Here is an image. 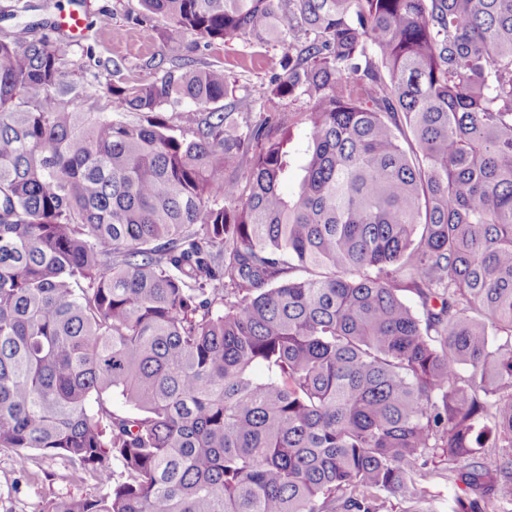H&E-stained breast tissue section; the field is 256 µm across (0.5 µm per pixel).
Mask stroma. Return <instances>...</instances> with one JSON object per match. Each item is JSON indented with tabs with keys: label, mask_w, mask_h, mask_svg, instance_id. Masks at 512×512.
Here are the masks:
<instances>
[{
	"label": "stroma",
	"mask_w": 512,
	"mask_h": 512,
	"mask_svg": "<svg viewBox=\"0 0 512 512\" xmlns=\"http://www.w3.org/2000/svg\"><path fill=\"white\" fill-rule=\"evenodd\" d=\"M73 0H0V38L26 44L41 38L65 40L57 25ZM87 18L84 35L75 40L62 65L64 79L74 90L65 96L68 109L77 112H108L112 96L108 83L152 79V59L167 52L165 22L148 18L139 0H81ZM110 18L100 29L99 16ZM196 66H221L232 77L234 101L247 122L258 120L261 105L253 97L255 87L268 83L280 71L281 49L277 43L256 48L243 42L218 47L198 39ZM95 480L78 472L63 457L41 452L30 454L29 468L20 471L12 451L0 450V512H32L34 507L58 498L94 495Z\"/></svg>",
	"instance_id": "35a3bbf8"
}]
</instances>
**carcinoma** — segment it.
Instances as JSON below:
<instances>
[{
    "label": "carcinoma",
    "mask_w": 512,
    "mask_h": 512,
    "mask_svg": "<svg viewBox=\"0 0 512 512\" xmlns=\"http://www.w3.org/2000/svg\"><path fill=\"white\" fill-rule=\"evenodd\" d=\"M140 2L178 63L110 113L0 39V449L99 485L40 512H507L512 0ZM190 36L280 43L258 121ZM446 466L439 465L437 471L431 473L419 485L432 512H450V504H453L455 497L461 494L458 487L448 481Z\"/></svg>",
    "instance_id": "cac0c4a2"
}]
</instances>
